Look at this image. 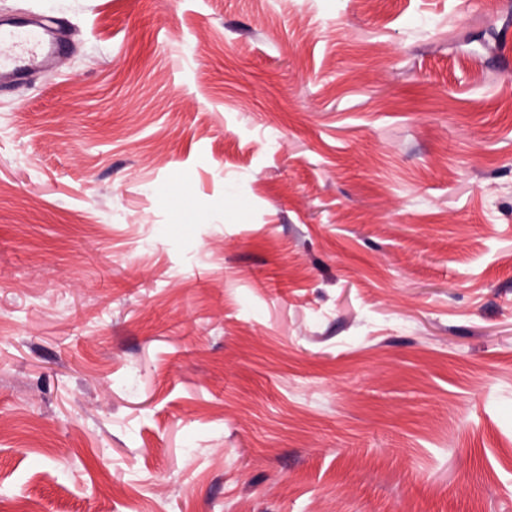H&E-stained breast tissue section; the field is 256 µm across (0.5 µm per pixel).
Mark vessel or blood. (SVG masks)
I'll return each mask as SVG.
<instances>
[{
	"instance_id": "1",
	"label": "vessel or blood",
	"mask_w": 512,
	"mask_h": 512,
	"mask_svg": "<svg viewBox=\"0 0 512 512\" xmlns=\"http://www.w3.org/2000/svg\"><path fill=\"white\" fill-rule=\"evenodd\" d=\"M64 49L60 27L23 20H0V81L27 80L40 61L57 59Z\"/></svg>"
}]
</instances>
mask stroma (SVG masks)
Here are the masks:
<instances>
[{"label": "stroma", "mask_w": 512, "mask_h": 512, "mask_svg": "<svg viewBox=\"0 0 512 512\" xmlns=\"http://www.w3.org/2000/svg\"><path fill=\"white\" fill-rule=\"evenodd\" d=\"M0 512H512V0H0ZM64 49L59 26L39 22L0 20V81L16 84L28 79L29 71L40 60H56Z\"/></svg>", "instance_id": "obj_1"}]
</instances>
